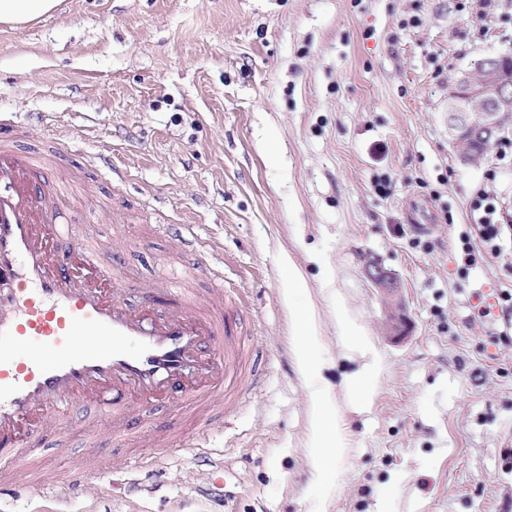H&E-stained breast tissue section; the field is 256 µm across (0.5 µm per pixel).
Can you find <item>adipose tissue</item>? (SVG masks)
<instances>
[{"label": "adipose tissue", "mask_w": 512, "mask_h": 512, "mask_svg": "<svg viewBox=\"0 0 512 512\" xmlns=\"http://www.w3.org/2000/svg\"><path fill=\"white\" fill-rule=\"evenodd\" d=\"M312 313L300 311L297 315L302 340L298 345L297 354L301 370L306 379L317 381L318 386L313 395L318 403V414L312 432V446L315 450L312 459L314 482L324 485L335 481L337 456L346 446L343 433L340 430L335 412L330 409L326 398L331 390L329 382L324 381L321 374L322 363L315 356L313 347L316 340L311 327Z\"/></svg>", "instance_id": "1"}]
</instances>
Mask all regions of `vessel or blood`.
Listing matches in <instances>:
<instances>
[{
  "label": "vessel or blood",
  "instance_id": "1",
  "mask_svg": "<svg viewBox=\"0 0 512 512\" xmlns=\"http://www.w3.org/2000/svg\"><path fill=\"white\" fill-rule=\"evenodd\" d=\"M16 134L0 130V495L44 492L12 451L37 447L44 421L74 402L106 403L113 433L138 423L153 447L171 448L173 430L134 420L132 400L174 393L206 422L214 396L240 393L256 377L251 347L231 330L238 309L223 289L170 283L168 306L150 293L141 309L127 305L125 282L102 250L58 223L64 195L53 181L67 167L66 151L53 169L39 168L16 147ZM111 472V458L89 457L72 486L99 498Z\"/></svg>",
  "mask_w": 512,
  "mask_h": 512
}]
</instances>
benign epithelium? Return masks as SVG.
<instances>
[{
  "mask_svg": "<svg viewBox=\"0 0 512 512\" xmlns=\"http://www.w3.org/2000/svg\"><path fill=\"white\" fill-rule=\"evenodd\" d=\"M444 107L450 143L458 159L464 164L477 161L470 140L492 138L503 121L512 117V68L487 56L481 70L457 72ZM367 276L375 287L388 293L399 288L396 277L378 264L368 268Z\"/></svg>",
  "mask_w": 512,
  "mask_h": 512,
  "instance_id": "benign-epithelium-1",
  "label": "benign epithelium"
}]
</instances>
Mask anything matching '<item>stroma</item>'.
I'll use <instances>...</instances> for the list:
<instances>
[{
  "label": "stroma",
  "mask_w": 512,
  "mask_h": 512,
  "mask_svg": "<svg viewBox=\"0 0 512 512\" xmlns=\"http://www.w3.org/2000/svg\"><path fill=\"white\" fill-rule=\"evenodd\" d=\"M496 52H512V0H59L0 23V116L24 131L17 147L68 153L76 198L59 223L108 247L134 306L181 238L208 243L216 276L172 270L239 305L262 369L212 424L211 458L155 448L132 479L131 437L104 424L89 438L97 409L75 403L68 456L48 421L18 457L56 496L22 491L0 512H512V339L491 342L495 321L477 315L512 286V262L463 275L455 247L477 189L512 211V161L494 148L462 164L442 112L455 73ZM285 257L308 293H287ZM373 262L397 275L394 297L368 279ZM311 303L347 443L331 487L311 484L295 356ZM340 310L359 336L340 337ZM398 310L403 336L387 329ZM372 363L366 403L344 377ZM93 451L112 474L91 507L69 480Z\"/></svg>",
  "instance_id": "1"
}]
</instances>
